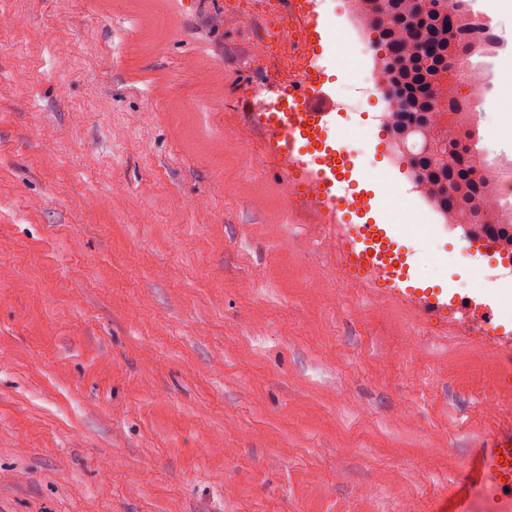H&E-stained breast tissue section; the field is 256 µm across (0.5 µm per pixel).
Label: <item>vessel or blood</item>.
I'll return each instance as SVG.
<instances>
[{
  "mask_svg": "<svg viewBox=\"0 0 512 512\" xmlns=\"http://www.w3.org/2000/svg\"><path fill=\"white\" fill-rule=\"evenodd\" d=\"M286 7H297L296 19L310 41L326 51L331 38L327 17L318 10L315 0L298 4L284 0ZM316 59L303 64L302 81L294 87L299 105H289L275 88H260L250 96L252 111L261 122L264 142L277 159L288 180H305L316 205L327 212H335L346 183H366L370 177L354 158L344 140L336 136V94ZM402 228L397 224H360L346 233V259L349 265L392 281L390 297L401 300L419 316L428 318L455 305L463 319L480 314L485 318L481 334L497 353L512 362V331L487 320L491 307L476 302L475 298L444 290L400 287L403 275L401 252L396 238ZM512 458V428L501 431L491 441L481 458L475 480L481 486L494 488L498 497L512 504V479L504 472V462Z\"/></svg>",
  "mask_w": 512,
  "mask_h": 512,
  "instance_id": "b4317fda",
  "label": "vessel or blood"
}]
</instances>
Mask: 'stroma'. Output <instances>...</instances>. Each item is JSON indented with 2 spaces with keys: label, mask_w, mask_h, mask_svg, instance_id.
<instances>
[{
  "label": "stroma",
  "mask_w": 512,
  "mask_h": 512,
  "mask_svg": "<svg viewBox=\"0 0 512 512\" xmlns=\"http://www.w3.org/2000/svg\"><path fill=\"white\" fill-rule=\"evenodd\" d=\"M227 0H0V512H446L512 427V370L460 313L418 319L346 272L246 113L299 62ZM461 86L489 163L512 161V0ZM336 123L376 161L370 217L426 203L394 161L336 25ZM412 285L490 304L512 261L433 215Z\"/></svg>",
  "instance_id": "1"
}]
</instances>
